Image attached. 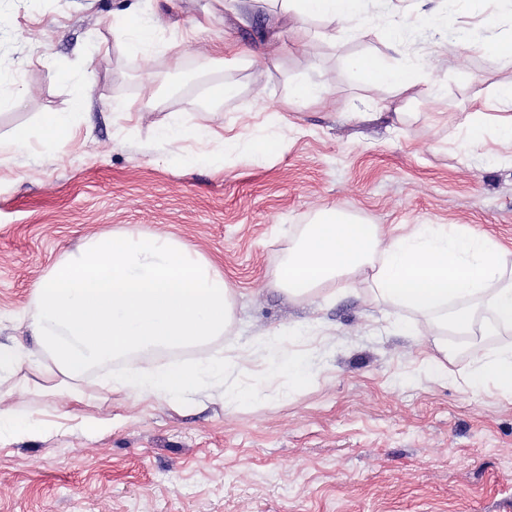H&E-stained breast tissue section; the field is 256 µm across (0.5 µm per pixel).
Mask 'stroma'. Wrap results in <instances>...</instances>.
<instances>
[{"instance_id": "35a3bbf8", "label": "stroma", "mask_w": 512, "mask_h": 512, "mask_svg": "<svg viewBox=\"0 0 512 512\" xmlns=\"http://www.w3.org/2000/svg\"><path fill=\"white\" fill-rule=\"evenodd\" d=\"M210 2L0 0V71L22 69L29 88L22 107L0 109V137L32 134L27 153L0 160V343L31 346L17 318L34 283L81 239L142 231L193 245L234 288V318L209 351L280 333L288 350L304 352L307 375L297 385L268 381L256 357L226 376L223 392L175 406L91 388L85 414L112 421L92 432L21 370L12 403L40 428L0 437V512H512V396L464 386L472 351L463 339L449 337L457 353L438 378L425 369L428 336L393 330L392 315L361 291L301 300L270 284L290 240L323 209L391 235L458 224L512 251L506 148L490 137L459 147L476 102L497 114L495 91L512 83V65L458 39L511 33L512 20L494 0L493 27L463 15L459 0H431L427 20L415 19L416 0H369L368 12L411 17L398 51L386 50L383 29L307 20L302 34L283 30L286 51L272 63L259 42L273 0H260L247 23L229 18L193 34ZM130 10L145 22L163 13L157 50L129 55L114 37ZM444 39L457 43L446 59L434 54ZM174 40L186 47L177 68L163 50ZM215 42L220 64L203 56ZM363 55L421 64L437 98L374 90L349 65ZM52 68L93 78L69 147L47 163L41 119L71 109ZM215 79L236 92L211 111ZM301 81L322 84L326 100L294 113L302 131L292 134L275 112ZM128 99L141 107L129 119L115 110ZM172 112L252 143L285 134L288 146L217 171L207 145L190 139L174 154L159 143ZM295 324L321 335L302 342L286 333Z\"/></svg>"}]
</instances>
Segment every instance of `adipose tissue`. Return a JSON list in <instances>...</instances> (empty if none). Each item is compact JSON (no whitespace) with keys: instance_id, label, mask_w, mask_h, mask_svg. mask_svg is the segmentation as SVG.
I'll return each instance as SVG.
<instances>
[{"instance_id":"ef3b65f1","label":"adipose tissue","mask_w":512,"mask_h":512,"mask_svg":"<svg viewBox=\"0 0 512 512\" xmlns=\"http://www.w3.org/2000/svg\"><path fill=\"white\" fill-rule=\"evenodd\" d=\"M303 19L368 28L382 22L381 16L366 14L364 0H279L272 13L276 27ZM350 66L377 89L408 98L438 95L436 85H424L417 64L391 69L363 56ZM59 80L70 87L72 109L46 113L41 134L61 152L71 139L73 115L85 108L87 97L83 76L63 73ZM189 138L217 142L209 159L220 167L232 156L252 161L287 146L276 135L259 146L237 137L221 139L209 125L188 124L177 112L158 131L160 143L172 151ZM272 284L293 299L358 285L396 314L401 331H413L415 320L424 321L436 351L427 369L437 377L448 374L449 334L471 336L480 324L512 331V253L457 225L420 224L409 234L390 236L380 225L323 210L291 242ZM233 306L222 269L184 241L128 231L86 239L34 284L33 306L20 318L33 346L0 344V430L34 429L31 418L10 404L14 389L6 384L25 365L44 380L45 392H64L76 409L87 401L88 381L103 394L162 395L174 402L223 386L226 372L248 362L243 349H229L224 357L207 354L189 367L140 368L114 378L93 372L121 358L206 345L223 335ZM253 349L260 352L269 380L284 375L296 384L303 381L305 355L285 351L273 337L257 340ZM474 355L465 383L491 384L512 394V346L478 348Z\"/></svg>"}]
</instances>
